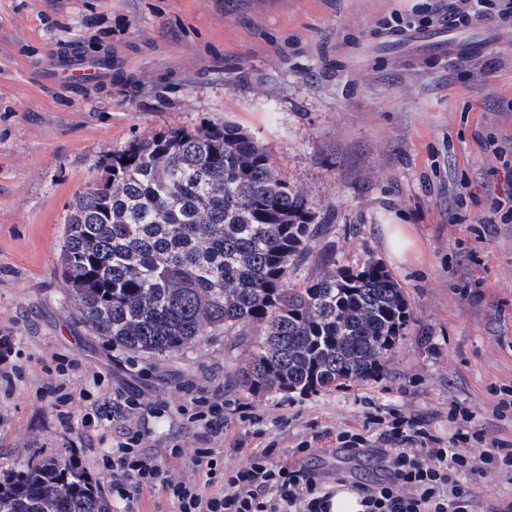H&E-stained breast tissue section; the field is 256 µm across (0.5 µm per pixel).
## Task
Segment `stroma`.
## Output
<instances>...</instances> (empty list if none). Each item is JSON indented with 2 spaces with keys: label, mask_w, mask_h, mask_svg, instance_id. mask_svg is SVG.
Returning a JSON list of instances; mask_svg holds the SVG:
<instances>
[{
  "label": "stroma",
  "mask_w": 512,
  "mask_h": 512,
  "mask_svg": "<svg viewBox=\"0 0 512 512\" xmlns=\"http://www.w3.org/2000/svg\"><path fill=\"white\" fill-rule=\"evenodd\" d=\"M451 0H0V336L22 350L11 395L0 392V478L28 462L73 458L104 489L112 435L87 437L80 417L35 393L51 354L73 358L70 377L91 388L179 398L182 385L224 382V457L273 445L284 458L322 432L312 468L327 486L382 478L378 450L392 414L424 421L448 440L450 404L469 431L512 442L499 389L512 387V219L482 225L512 192V26L463 28L484 53L435 59L432 44L389 47L385 34L432 31ZM75 41L111 49L146 91L54 87L40 78ZM231 123L270 151L324 227L290 281L382 262L411 319L383 375L315 392L253 394L237 370L258 329L217 334L182 350L132 355L81 319L62 279L69 204L93 165L164 126ZM462 221L452 224L450 213ZM406 224L416 247L391 258L383 227ZM257 415L249 420L241 405ZM344 432L361 446L340 449Z\"/></svg>",
  "instance_id": "obj_1"
}]
</instances>
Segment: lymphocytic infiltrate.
Masks as SVG:
<instances>
[{
    "label": "lymphocytic infiltrate",
    "instance_id": "1",
    "mask_svg": "<svg viewBox=\"0 0 512 512\" xmlns=\"http://www.w3.org/2000/svg\"><path fill=\"white\" fill-rule=\"evenodd\" d=\"M71 367V361L57 359L48 392L55 405L82 413L90 430L119 420L104 465L121 500L149 493L169 502L174 512H331L335 492L308 467L311 447L281 462L273 448L257 447L225 464L223 383L192 387L179 403L152 400L137 390L93 396L74 386ZM164 415L177 429L162 442L149 421ZM390 432L397 445L380 453L384 478L357 489L364 512H467L474 493L460 475L512 476V448L499 439L461 431L448 447L435 448L425 424L401 416ZM185 436L194 439V449L182 448Z\"/></svg>",
    "mask_w": 512,
    "mask_h": 512
}]
</instances>
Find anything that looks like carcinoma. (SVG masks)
I'll return each instance as SVG.
<instances>
[{"mask_svg": "<svg viewBox=\"0 0 512 512\" xmlns=\"http://www.w3.org/2000/svg\"><path fill=\"white\" fill-rule=\"evenodd\" d=\"M66 53L112 69V51ZM129 163H124V160ZM95 167L67 215L62 274L80 317L134 355L176 352L224 332L260 328L237 375L253 393L312 392L379 376L411 318L383 263L344 268L330 257L302 288L288 278L321 224L267 148L232 124L161 128ZM0 512H112L74 459L41 458L0 483Z\"/></svg>", "mask_w": 512, "mask_h": 512, "instance_id": "carcinoma-1", "label": "carcinoma"}]
</instances>
